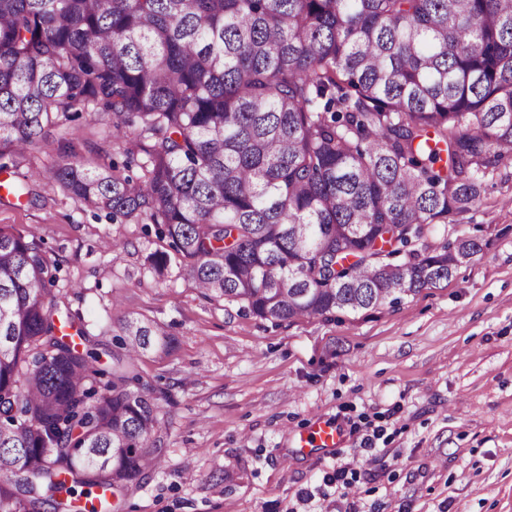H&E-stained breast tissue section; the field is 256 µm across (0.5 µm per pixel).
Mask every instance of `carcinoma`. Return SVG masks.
Returning <instances> with one entry per match:
<instances>
[{
  "label": "carcinoma",
  "instance_id": "1",
  "mask_svg": "<svg viewBox=\"0 0 512 512\" xmlns=\"http://www.w3.org/2000/svg\"><path fill=\"white\" fill-rule=\"evenodd\" d=\"M81 110L141 175L66 152L50 175L156 225L154 269L274 323L379 307L480 251L426 226L512 160V0H0V170ZM53 269L0 227V512H114L161 460L135 365L171 339L123 315L100 367Z\"/></svg>",
  "mask_w": 512,
  "mask_h": 512
}]
</instances>
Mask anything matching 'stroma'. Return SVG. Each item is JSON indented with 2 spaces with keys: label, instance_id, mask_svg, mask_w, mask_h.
Listing matches in <instances>:
<instances>
[{
  "label": "stroma",
  "instance_id": "35a3bbf8",
  "mask_svg": "<svg viewBox=\"0 0 512 512\" xmlns=\"http://www.w3.org/2000/svg\"><path fill=\"white\" fill-rule=\"evenodd\" d=\"M128 137L81 116L8 170L0 226L40 237L53 293L78 312L102 365L133 313L176 339L142 357L160 390L165 452L120 512H512V166L475 211L430 225L480 251L439 286L356 313L278 325L203 297L145 224L81 210L50 176L61 151L88 168L124 158ZM329 418L340 447L295 437ZM351 485L333 481L336 468Z\"/></svg>",
  "mask_w": 512,
  "mask_h": 512
}]
</instances>
